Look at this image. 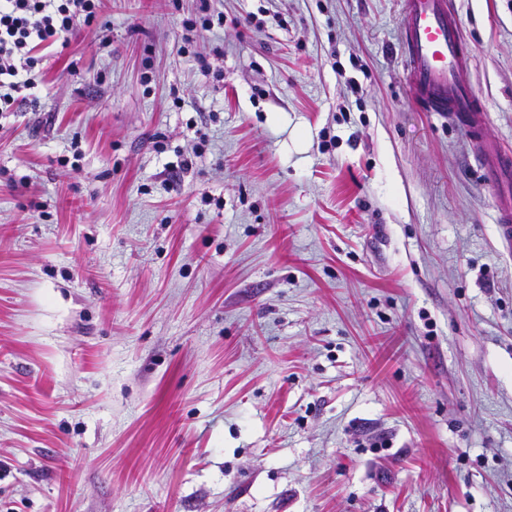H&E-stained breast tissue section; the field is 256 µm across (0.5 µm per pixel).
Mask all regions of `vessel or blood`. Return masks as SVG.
I'll return each instance as SVG.
<instances>
[{
	"mask_svg": "<svg viewBox=\"0 0 512 512\" xmlns=\"http://www.w3.org/2000/svg\"><path fill=\"white\" fill-rule=\"evenodd\" d=\"M401 52L415 104L470 139L494 193L502 238L512 246V151L485 136L486 106L469 80L473 48L450 0H403Z\"/></svg>",
	"mask_w": 512,
	"mask_h": 512,
	"instance_id": "obj_1",
	"label": "vessel or blood"
}]
</instances>
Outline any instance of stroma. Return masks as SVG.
<instances>
[{
	"label": "stroma",
	"mask_w": 512,
	"mask_h": 512,
	"mask_svg": "<svg viewBox=\"0 0 512 512\" xmlns=\"http://www.w3.org/2000/svg\"><path fill=\"white\" fill-rule=\"evenodd\" d=\"M512 149V0H452ZM403 0H101L0 112V512H512V252ZM201 15L198 19L189 20L184 23V28L187 31L196 32L197 35H203L206 32H210L214 26V18L216 17L217 24H224V15L223 13H217L215 15L214 11H211V5L208 3V0H201Z\"/></svg>",
	"instance_id": "1"
}]
</instances>
